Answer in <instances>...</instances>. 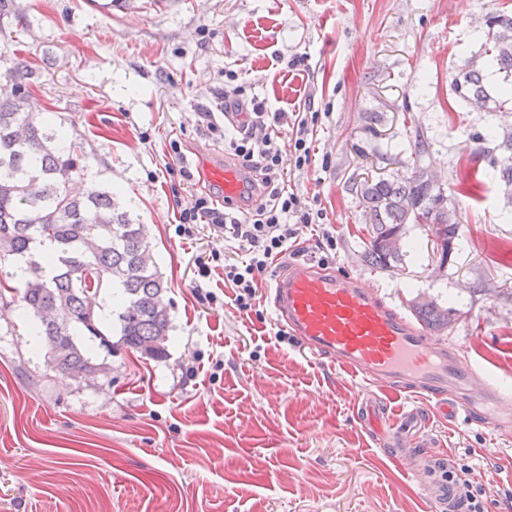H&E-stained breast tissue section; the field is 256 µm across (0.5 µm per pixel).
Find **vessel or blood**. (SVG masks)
Returning <instances> with one entry per match:
<instances>
[{
  "label": "vessel or blood",
  "instance_id": "1",
  "mask_svg": "<svg viewBox=\"0 0 512 512\" xmlns=\"http://www.w3.org/2000/svg\"><path fill=\"white\" fill-rule=\"evenodd\" d=\"M209 178L228 201H237L243 176L232 166H209ZM270 299L281 325L299 347L381 390L436 399L449 423L490 424L512 421V390L494 383L484 368L465 366L455 346L432 337L412 319L391 308L377 293L362 288L351 275L308 262H292L277 276ZM357 422L389 446L404 463L405 439L422 433L428 421L415 405L389 413L369 401L354 410ZM431 485L430 501L442 512H461L454 493L442 482Z\"/></svg>",
  "mask_w": 512,
  "mask_h": 512
}]
</instances>
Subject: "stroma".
<instances>
[{"label": "stroma", "instance_id": "1", "mask_svg": "<svg viewBox=\"0 0 512 512\" xmlns=\"http://www.w3.org/2000/svg\"><path fill=\"white\" fill-rule=\"evenodd\" d=\"M0 26V79L34 64L33 95L54 123L80 134L86 181L111 185L146 225L171 301L168 356L152 360L91 343L102 372L59 382L18 306L0 303V512H433L411 470L353 417L360 378L283 335L266 293L239 310L222 269L198 300L196 260L226 243L208 225L176 231L199 191L165 170L227 159L224 74L274 112L323 113L315 154L296 172L336 240L333 269L409 313L418 296L457 309L441 341L512 387V192L476 138L512 129V112H477L450 83L479 51L489 13L512 0H17ZM460 217L448 265L409 226L402 264L362 255L368 226L357 179L411 172L416 134ZM430 414L419 450L437 471L476 463L485 512H512V427L448 425Z\"/></svg>", "mask_w": 512, "mask_h": 512}]
</instances>
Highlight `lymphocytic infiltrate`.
Listing matches in <instances>:
<instances>
[{
	"label": "lymphocytic infiltrate",
	"instance_id": "1",
	"mask_svg": "<svg viewBox=\"0 0 512 512\" xmlns=\"http://www.w3.org/2000/svg\"><path fill=\"white\" fill-rule=\"evenodd\" d=\"M224 109L246 115L227 142L248 184L261 185L263 195L244 208L232 203L219 204L205 192L198 194L191 206L180 210L177 231L179 236L190 238L197 225L207 224L214 231L229 235L241 255L240 260L222 261L217 252L211 253L209 259L198 260L200 282L194 291L201 302H216V295L204 290L201 281L210 276L214 263H222L225 281L235 288L236 306L247 311L271 260L287 255L295 246L299 229L319 223L323 211L283 181L279 170V113L268 111L265 101L248 96L231 72L224 83ZM447 480L456 488L466 512H484L486 490L479 470L469 464L452 467Z\"/></svg>",
	"mask_w": 512,
	"mask_h": 512
}]
</instances>
